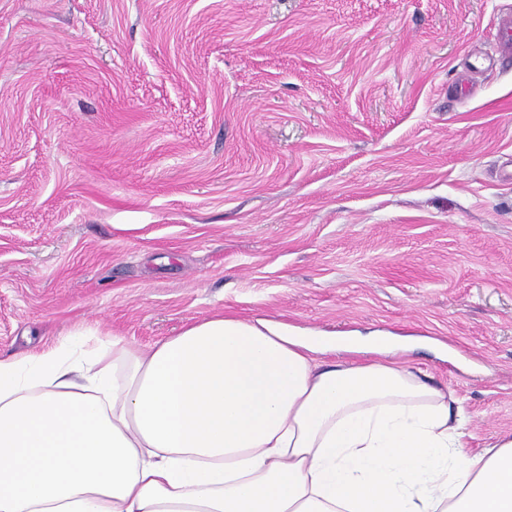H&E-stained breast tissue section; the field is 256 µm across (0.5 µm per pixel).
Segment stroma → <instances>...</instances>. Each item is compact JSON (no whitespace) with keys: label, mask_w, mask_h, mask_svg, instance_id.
<instances>
[{"label":"stroma","mask_w":512,"mask_h":512,"mask_svg":"<svg viewBox=\"0 0 512 512\" xmlns=\"http://www.w3.org/2000/svg\"><path fill=\"white\" fill-rule=\"evenodd\" d=\"M510 7L0 0V359L261 318L512 434Z\"/></svg>","instance_id":"obj_1"}]
</instances>
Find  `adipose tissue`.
<instances>
[{
	"mask_svg": "<svg viewBox=\"0 0 512 512\" xmlns=\"http://www.w3.org/2000/svg\"><path fill=\"white\" fill-rule=\"evenodd\" d=\"M370 351L217 315L0 359V512H512V435L467 450L452 394Z\"/></svg>",
	"mask_w": 512,
	"mask_h": 512,
	"instance_id": "ef3b65f1",
	"label": "adipose tissue"
}]
</instances>
